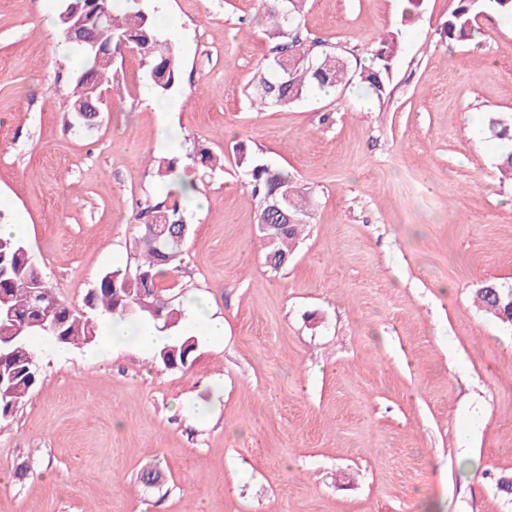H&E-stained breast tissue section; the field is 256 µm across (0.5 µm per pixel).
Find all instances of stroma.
Masks as SVG:
<instances>
[{
  "label": "stroma",
  "mask_w": 512,
  "mask_h": 512,
  "mask_svg": "<svg viewBox=\"0 0 512 512\" xmlns=\"http://www.w3.org/2000/svg\"><path fill=\"white\" fill-rule=\"evenodd\" d=\"M0 0V224L75 307L108 269L135 264L140 201L176 199L162 155L189 165L207 206L159 288L224 318L193 362L168 369L103 339L35 348L30 398L0 428V512H512V333L475 290L512 287V180L483 123L512 115V19L481 14L473 40L442 27L458 0H306L310 37L369 65L401 52L384 102L351 82L253 110L270 41L263 0H170L158 18L183 61L180 106L156 100L135 54L95 128L61 89L44 13ZM249 140L314 210L287 267L265 264L258 205L231 147ZM153 466L160 484L139 476Z\"/></svg>",
  "instance_id": "35a3bbf8"
}]
</instances>
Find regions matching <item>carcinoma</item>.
Listing matches in <instances>:
<instances>
[{
    "mask_svg": "<svg viewBox=\"0 0 512 512\" xmlns=\"http://www.w3.org/2000/svg\"><path fill=\"white\" fill-rule=\"evenodd\" d=\"M81 4V9L103 15L102 24L89 25L90 35L100 44H112V52L98 53L84 44L74 43L80 54L78 73L69 80V111L82 124L94 120L82 115L90 88L111 90L120 84L117 59L130 51L137 55L148 73L155 97L160 100L176 91L183 82V63L174 41L160 35L155 18L136 10L122 13L115 0H64ZM267 18L272 26L269 56L249 86L248 100L259 109L289 107L325 89L342 85L353 76L349 59L336 52V46L311 38L299 21L303 0H288V21L277 16L280 0H266ZM512 17V0H458V7L445 24L448 42L472 39L475 22L484 10ZM400 52L395 33L382 34L372 52L370 64L358 77L379 102L388 95L393 68ZM487 131L502 145L496 162L501 173L512 174V118L498 113L486 116ZM238 163L257 201L260 224H288L275 241L266 233L261 240L266 256L272 258L271 269L279 270V261L288 257L301 232L310 223L313 203L292 175L255 161L246 142L232 146ZM193 164L213 171L221 159L207 148L193 149ZM279 203L280 209L271 208ZM137 218L142 224H161L185 228V238L167 239L156 248L140 237L141 263L134 267L115 268L102 273L96 287L77 310L57 296L45 282L36 262L24 243L12 236L0 237V337H12L0 345V426L6 424L15 409L30 396L37 383L40 357L32 339L40 338L55 348H81L97 338L94 319L119 315L127 322V331L135 333L143 319L160 321L166 328L179 325L183 310L160 296L156 279L163 267L181 259L183 247L192 233V224L176 200L147 201ZM479 302L495 317L512 311V289L505 290L486 283L477 290ZM198 345L193 335L179 336L172 345L157 353L166 368H183L192 362Z\"/></svg>",
    "mask_w": 512,
    "mask_h": 512,
    "instance_id": "1",
    "label": "carcinoma"
}]
</instances>
